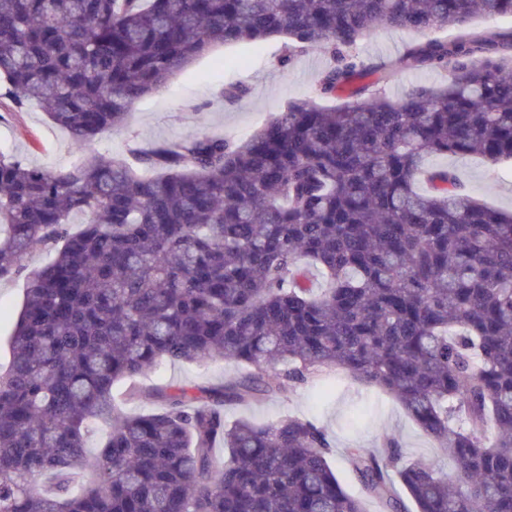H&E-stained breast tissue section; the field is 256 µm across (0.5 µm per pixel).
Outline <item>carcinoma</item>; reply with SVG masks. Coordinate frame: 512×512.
<instances>
[{"mask_svg": "<svg viewBox=\"0 0 512 512\" xmlns=\"http://www.w3.org/2000/svg\"><path fill=\"white\" fill-rule=\"evenodd\" d=\"M477 13L512 17V0H0L4 95L78 151L217 44L283 37L284 65L333 59L244 140L200 132L67 171L0 152V280L31 248L53 253L0 371V512H366L321 427L225 415L321 369L382 388L455 460L450 480L385 433V456L354 449L383 512H512V211L448 169L417 189L432 156L512 161V31L467 30ZM380 24L459 33L366 65L350 50ZM396 65L448 82L394 101ZM216 358L245 372L159 389L157 411L112 406L116 382L162 360Z\"/></svg>", "mask_w": 512, "mask_h": 512, "instance_id": "obj_1", "label": "carcinoma"}]
</instances>
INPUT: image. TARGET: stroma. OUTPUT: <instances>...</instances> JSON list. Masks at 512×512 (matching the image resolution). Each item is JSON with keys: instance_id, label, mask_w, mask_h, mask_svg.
I'll return each instance as SVG.
<instances>
[{"instance_id": "stroma-1", "label": "stroma", "mask_w": 512, "mask_h": 512, "mask_svg": "<svg viewBox=\"0 0 512 512\" xmlns=\"http://www.w3.org/2000/svg\"><path fill=\"white\" fill-rule=\"evenodd\" d=\"M454 32L445 26L425 31L378 26L364 35L352 53L368 63H386L401 56L411 45L432 39H448ZM282 43L271 39L258 44L216 46L173 76L160 91L143 98L132 110L125 129L99 135L89 146L105 157L126 153L129 144L159 146L197 132L243 139L267 120L286 111L289 103L311 96L321 72L331 64L329 54L312 48L282 65ZM247 87L246 97L237 104L224 101L232 86ZM0 151L26 163L52 170L68 169L81 163L67 132L55 126L44 112L13 111L8 101L0 102ZM428 168L452 170L464 189L474 198L500 209L512 208V177L501 167L476 156H433ZM51 253L34 247L23 260L24 269L0 281V368L12 360L10 336L22 308L29 269L44 265ZM240 368L215 360L208 363H158L134 381H122L112 389L117 413L133 414L157 409L151 399L132 400L130 388L150 390L167 386H218L237 379ZM320 376H313L284 395H271L226 411L228 420L245 418L265 425L292 415L315 422L325 430L333 453L331 466L348 492L362 496L363 490L348 462L347 451L364 448L382 452L383 436H390L404 458L425 460L447 473L455 463L424 433L391 396L376 387L345 382L329 394L321 392Z\"/></svg>"}]
</instances>
